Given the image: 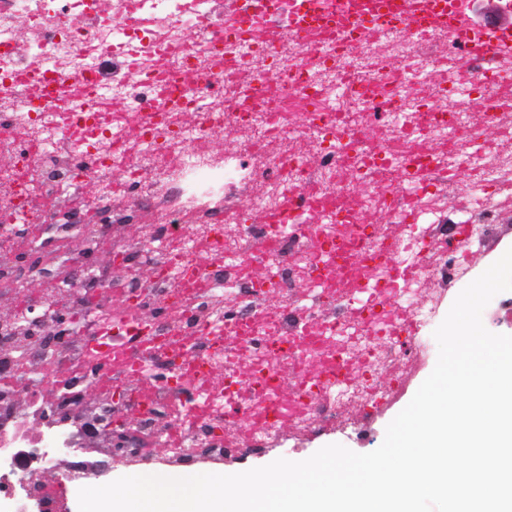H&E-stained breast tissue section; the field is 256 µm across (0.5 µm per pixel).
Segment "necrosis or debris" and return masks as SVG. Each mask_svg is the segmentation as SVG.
Masks as SVG:
<instances>
[{"instance_id": "necrosis-or-debris-1", "label": "necrosis or debris", "mask_w": 512, "mask_h": 512, "mask_svg": "<svg viewBox=\"0 0 512 512\" xmlns=\"http://www.w3.org/2000/svg\"><path fill=\"white\" fill-rule=\"evenodd\" d=\"M227 7L0 0V334L29 332L0 352L5 512H36L28 481L108 422L180 460L381 402L434 352L443 297L424 290L470 278L466 247L512 214V60L386 21L238 40ZM476 104L496 139L469 140ZM302 194L303 223H279ZM52 241L30 292L14 258ZM395 264L416 272L351 310ZM60 303L69 341L35 351ZM74 383L99 403L46 421Z\"/></svg>"}]
</instances>
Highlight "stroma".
Here are the masks:
<instances>
[{"mask_svg":"<svg viewBox=\"0 0 512 512\" xmlns=\"http://www.w3.org/2000/svg\"><path fill=\"white\" fill-rule=\"evenodd\" d=\"M436 364L435 358L421 362L409 377L398 395L384 408L355 417L351 424L336 428H326L305 434L286 435L280 446L259 448L253 451L225 453L216 460L208 454L193 455L184 466H172L162 460H151L132 464L127 460H110L105 449L99 448L95 440H88L87 450L76 460H63L48 469L42 479L48 483H62L66 486L64 512H78V485L69 481L73 467H80L85 483L98 486L109 483L119 477L140 475L149 471L164 472L175 476L181 472L233 474L254 467L269 464L284 457L300 461L310 457L321 447L337 443L357 453H368L378 448L384 440L385 430L391 420L411 401L422 382L430 375Z\"/></svg>","mask_w":512,"mask_h":512,"instance_id":"obj_1","label":"stroma"}]
</instances>
